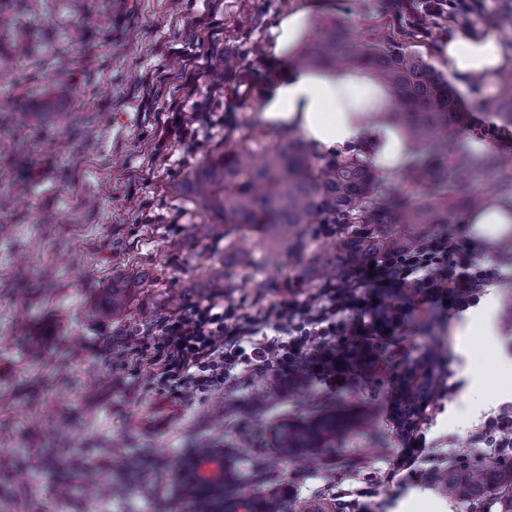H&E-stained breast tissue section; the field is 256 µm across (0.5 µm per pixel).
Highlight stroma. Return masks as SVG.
<instances>
[{"instance_id": "1", "label": "stroma", "mask_w": 512, "mask_h": 512, "mask_svg": "<svg viewBox=\"0 0 512 512\" xmlns=\"http://www.w3.org/2000/svg\"><path fill=\"white\" fill-rule=\"evenodd\" d=\"M303 0H0V512H154L141 486L154 485L165 512H190L192 484L181 462L202 448L225 449L236 470L255 451L273 467L266 482L235 486L238 496L277 494L287 512L362 485L371 496L351 512H498L448 498L425 479V463L386 480L412 437L394 424V386L425 351L438 366L435 392L416 431L427 446L473 454V431L512 408L506 373L489 357L484 336L464 313L418 318L396 331L373 368L345 389L293 378L228 385L206 399H173L150 386L149 364L113 371L89 343L102 332L139 326L212 298L223 274L225 301L256 313L274 302L305 301L324 280L299 281L305 256L277 246L266 264L259 246L204 236V217L172 193L217 148L236 145L261 123L263 86L284 64L265 48L279 17ZM317 24L338 20L365 35L379 19L409 28L408 9L388 13L384 0H311ZM494 35L512 70V0H484L481 12L449 9L429 22L428 59L450 36ZM26 54H19V45ZM239 55L240 95L224 87L225 50ZM68 84L70 97L56 95ZM498 83L459 89L460 114L449 148L477 141L512 155V125L501 120ZM207 112L223 134L165 136L175 111ZM449 237L495 269L492 289L512 339V231L491 243L471 225ZM147 273L118 316L98 308L115 276ZM485 360L481 383L468 368ZM353 419L352 460L339 465L285 455L274 428L327 412ZM112 458V485L123 495L91 494L84 452Z\"/></svg>"}]
</instances>
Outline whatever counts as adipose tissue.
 Masks as SVG:
<instances>
[{
  "label": "adipose tissue",
  "mask_w": 512,
  "mask_h": 512,
  "mask_svg": "<svg viewBox=\"0 0 512 512\" xmlns=\"http://www.w3.org/2000/svg\"><path fill=\"white\" fill-rule=\"evenodd\" d=\"M314 36L313 10L304 4L280 16L268 51L277 57H294ZM441 57L459 79L486 82L503 61L501 48L491 36L455 35L442 46ZM263 99L264 121L300 133L315 152L360 147L386 175L398 172L411 157L400 130L383 118L389 102L370 74L298 67L269 84Z\"/></svg>",
  "instance_id": "adipose-tissue-1"
}]
</instances>
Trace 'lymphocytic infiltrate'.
I'll use <instances>...</instances> for the list:
<instances>
[{"instance_id": "obj_1", "label": "lymphocytic infiltrate", "mask_w": 512, "mask_h": 512, "mask_svg": "<svg viewBox=\"0 0 512 512\" xmlns=\"http://www.w3.org/2000/svg\"><path fill=\"white\" fill-rule=\"evenodd\" d=\"M384 277L352 268L302 303L284 301L250 315L210 298L132 331H113L90 348L123 371L130 359L155 366L153 385L175 398H203L225 383L262 374L306 371L309 380L342 387L373 362L391 331L420 314L475 305L492 275L445 234L384 258ZM404 288L403 303L377 313V291Z\"/></svg>"}]
</instances>
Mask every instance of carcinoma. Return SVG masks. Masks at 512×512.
<instances>
[{
    "label": "carcinoma",
    "mask_w": 512,
    "mask_h": 512,
    "mask_svg": "<svg viewBox=\"0 0 512 512\" xmlns=\"http://www.w3.org/2000/svg\"><path fill=\"white\" fill-rule=\"evenodd\" d=\"M305 61L321 69L367 71L384 87L390 101L388 117L402 129L413 153L398 172L400 188L380 196L373 167L358 157L337 155L312 163L300 140L255 126L253 139L263 140L261 160L247 144L215 151L176 186L224 238L254 235V243L272 256L282 230H288L293 249L302 252L309 225L334 224L336 251L314 254L310 272L340 270L412 247L434 228L455 223L456 183L473 172L512 168L482 151L450 152L436 140L456 119L455 92L416 49L413 33L396 35L375 25L368 38L360 40L336 23L321 31ZM499 104L503 118L512 123V75L500 84ZM138 282L144 279L112 282L101 313L124 312ZM414 372L407 368L401 382L396 423L403 434L412 430L421 404L434 390L432 376L417 379ZM350 428L348 418L326 414L281 424L276 441L290 455H338V441ZM236 479L224 468V490L205 492L197 512H239L244 502L230 492ZM440 482L455 498L475 503L493 495L500 512H512V463L505 460L485 465L465 459L443 472ZM251 501L252 512H284V503L275 496H253Z\"/></svg>",
    "instance_id": "obj_1"
}]
</instances>
